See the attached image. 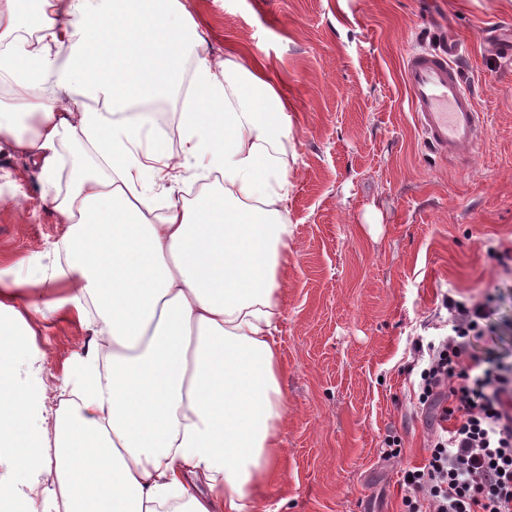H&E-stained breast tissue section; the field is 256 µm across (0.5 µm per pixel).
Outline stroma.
<instances>
[{"mask_svg":"<svg viewBox=\"0 0 512 512\" xmlns=\"http://www.w3.org/2000/svg\"><path fill=\"white\" fill-rule=\"evenodd\" d=\"M212 56L258 55L287 87L293 246L279 343L283 477L255 512H404V469L439 421L418 407L427 343L449 335L448 296L490 300L478 355L512 357V0H182ZM462 44L459 65L489 125L465 157L429 151L409 112L408 52ZM36 167L0 150V277L51 272L68 227ZM18 362L57 409L93 348L71 307L15 326ZM395 449L385 457V449Z\"/></svg>","mask_w":512,"mask_h":512,"instance_id":"1","label":"stroma"}]
</instances>
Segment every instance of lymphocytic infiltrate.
I'll return each mask as SVG.
<instances>
[{
    "label": "lymphocytic infiltrate",
    "mask_w": 512,
    "mask_h": 512,
    "mask_svg": "<svg viewBox=\"0 0 512 512\" xmlns=\"http://www.w3.org/2000/svg\"><path fill=\"white\" fill-rule=\"evenodd\" d=\"M453 336L430 344L418 400L446 426L423 466L409 469L408 512H512V367L464 366L487 304L448 298Z\"/></svg>",
    "instance_id": "1"
}]
</instances>
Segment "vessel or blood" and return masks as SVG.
<instances>
[{
	"label": "vessel or blood",
	"instance_id": "vessel-or-blood-1",
	"mask_svg": "<svg viewBox=\"0 0 512 512\" xmlns=\"http://www.w3.org/2000/svg\"><path fill=\"white\" fill-rule=\"evenodd\" d=\"M457 48L409 53L403 67L404 85L414 125L432 152L454 160L473 149L484 130L476 97L456 64Z\"/></svg>",
	"mask_w": 512,
	"mask_h": 512
}]
</instances>
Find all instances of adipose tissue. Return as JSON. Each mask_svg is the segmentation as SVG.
<instances>
[{
    "mask_svg": "<svg viewBox=\"0 0 512 512\" xmlns=\"http://www.w3.org/2000/svg\"><path fill=\"white\" fill-rule=\"evenodd\" d=\"M189 57L179 151L116 120L127 100L174 91ZM0 83V144L39 165L43 198L68 226L44 301L0 279V312L47 316L59 287L79 314L96 312L75 400L53 411L30 388L39 368L19 373L0 330V484L25 471L22 499L56 491L65 512H157L174 498L184 512H253L282 477L284 91L254 56L214 62L180 0H0ZM66 138L119 179L77 161L55 190ZM211 172L218 191L188 204L181 184Z\"/></svg>",
    "mask_w": 512,
    "mask_h": 512,
    "instance_id": "obj_1",
    "label": "adipose tissue"
}]
</instances>
